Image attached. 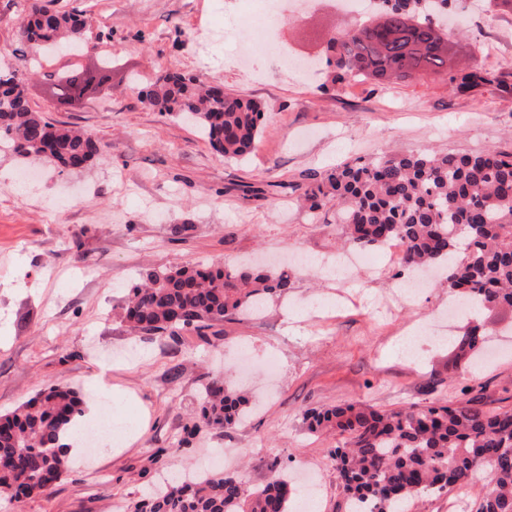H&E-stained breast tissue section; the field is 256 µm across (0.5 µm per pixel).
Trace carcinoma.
Instances as JSON below:
<instances>
[{"label":"carcinoma","mask_w":512,"mask_h":512,"mask_svg":"<svg viewBox=\"0 0 512 512\" xmlns=\"http://www.w3.org/2000/svg\"><path fill=\"white\" fill-rule=\"evenodd\" d=\"M382 14L331 39L326 63L354 77L390 78L414 73L449 74L458 87L489 82L475 73L451 72V42L434 14L448 0H381ZM89 18L49 10L32 0L18 35L37 52L62 41L78 46ZM27 73L0 68V157L38 159L63 171L86 169L105 158L107 146L90 131L55 124L33 110ZM161 114L193 121L227 160L255 148L263 112L252 99L166 74L142 90ZM292 189L311 212L336 201L344 244L381 248L392 239L406 247L405 267L439 264L450 290L474 308L512 307V151L420 152L345 163ZM293 287L288 270L247 265L184 264L149 272L127 288L122 321L134 334L200 338L226 319L248 317L269 298ZM487 331L470 322L454 339L458 357L478 356ZM246 399L218 374L200 397V417L186 426L175 448L187 447L202 429H229ZM84 414L79 392L59 381L13 411L0 415V497L41 494L69 474L62 437ZM312 432L334 431L342 443L328 451L346 512H404L421 494H446L490 468L476 512H512V409L486 410L476 397L446 405L409 404L390 410L342 404L309 408ZM296 488L274 470L252 487L236 471L192 480L177 478L146 492L131 512H290Z\"/></svg>","instance_id":"obj_1"}]
</instances>
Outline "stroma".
Instances as JSON below:
<instances>
[{
	"label": "stroma",
	"instance_id": "stroma-1",
	"mask_svg": "<svg viewBox=\"0 0 512 512\" xmlns=\"http://www.w3.org/2000/svg\"><path fill=\"white\" fill-rule=\"evenodd\" d=\"M53 10L92 16L83 57L112 58V88L72 109L44 90L46 76L76 63L57 54L26 83L31 107L48 120L90 130L112 157L86 170L59 171L37 161L35 185L17 187L24 166L0 160V414L39 390L68 382L86 407H107L113 390L142 410L136 440L89 452L80 448L68 476L46 495L0 502V512H124L162 471H216L220 460L249 485L270 467L315 472L321 512H345L327 451L340 439L310 433L305 409L365 404L450 403L462 394L486 408L512 407V309L476 319L499 330L497 353L478 369L457 362L434 327L448 284L391 312L378 301L397 288L402 268L372 250L374 268L349 282L318 263L334 259L343 239L336 208L300 209L290 185L311 171L424 149L470 153L512 147V12L496 0H458L460 68L491 77L468 91L447 74H412L379 83L326 67L323 38L366 23L373 11L338 0H281L276 24L254 0H41ZM28 0H0V65H18L15 23ZM262 36L272 25L286 60L257 54L238 60L227 21ZM220 83L258 101L264 120L253 154L221 158L199 133L161 115L141 87L165 73ZM184 226L182 235L172 226ZM82 247L74 249L72 236ZM292 258L294 285L273 299L264 319L219 324L217 335L184 334L180 343L130 335L118 313L127 286L147 271L187 263ZM420 325L422 358L396 351L398 331ZM180 366L171 379L168 368ZM243 387L256 407L226 431L201 433L192 448L169 446L200 411L216 370ZM440 381L429 389L431 378Z\"/></svg>",
	"mask_w": 512,
	"mask_h": 512
}]
</instances>
